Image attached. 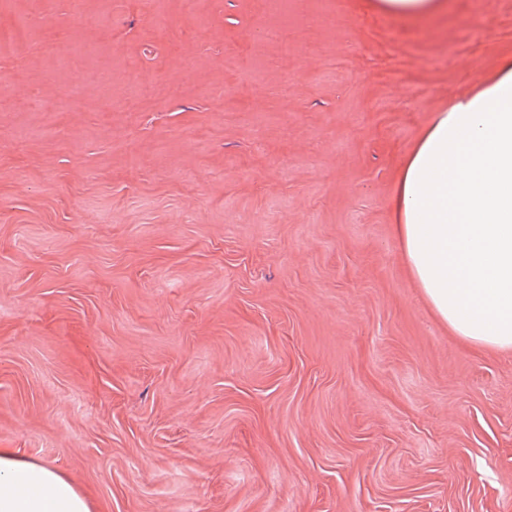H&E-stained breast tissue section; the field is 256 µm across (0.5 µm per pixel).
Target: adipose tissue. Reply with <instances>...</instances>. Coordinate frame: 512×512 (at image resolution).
<instances>
[{
  "mask_svg": "<svg viewBox=\"0 0 512 512\" xmlns=\"http://www.w3.org/2000/svg\"><path fill=\"white\" fill-rule=\"evenodd\" d=\"M413 279L456 335L512 350V61L421 134L389 199ZM0 512H95L47 461L0 448Z\"/></svg>",
  "mask_w": 512,
  "mask_h": 512,
  "instance_id": "adipose-tissue-1",
  "label": "adipose tissue"
}]
</instances>
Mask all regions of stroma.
I'll use <instances>...</instances> for the list:
<instances>
[{
    "instance_id": "stroma-1",
    "label": "stroma",
    "mask_w": 512,
    "mask_h": 512,
    "mask_svg": "<svg viewBox=\"0 0 512 512\" xmlns=\"http://www.w3.org/2000/svg\"><path fill=\"white\" fill-rule=\"evenodd\" d=\"M324 10L283 44L269 0H0V448L97 512H512V350L388 213L512 0ZM450 0H381L377 6L385 14L423 22L436 13L448 12Z\"/></svg>"
}]
</instances>
